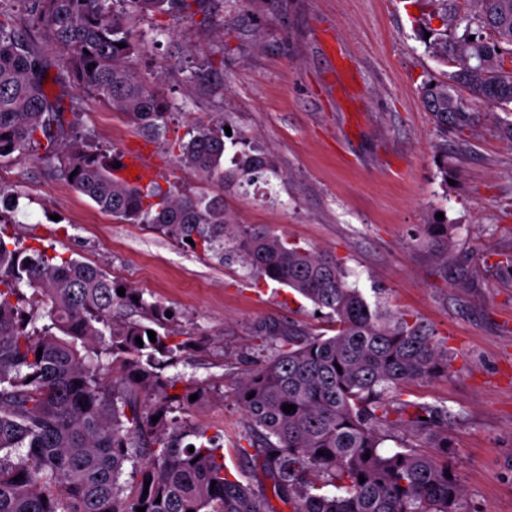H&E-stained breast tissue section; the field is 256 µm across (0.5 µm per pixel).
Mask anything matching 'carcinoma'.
<instances>
[{
  "label": "carcinoma",
  "instance_id": "cac0c4a2",
  "mask_svg": "<svg viewBox=\"0 0 512 512\" xmlns=\"http://www.w3.org/2000/svg\"><path fill=\"white\" fill-rule=\"evenodd\" d=\"M117 2L24 0L25 21L0 18V160L40 148L113 218L146 224L198 256L233 253L259 278L326 310L334 335L281 331L265 364L231 393L250 429L249 445L263 449L266 474L291 512H469L448 465V410L402 398L406 384L448 374V347L432 328L371 306L336 256L261 224L236 223L224 194L194 197L157 182H120L117 158L82 139L64 143L71 123L46 90L48 66L33 46L34 30L57 49L77 87L155 137L166 135L170 104L129 67L145 43L134 38ZM134 2L146 13L190 14L200 0ZM441 2L442 20L454 24L430 31L425 44L450 71L444 81H424L419 95L437 126L461 130L474 123L478 105H512V0H470L461 16L455 0ZM462 25L475 39L458 34ZM220 75L209 63L190 78L210 84ZM178 150L180 165L221 188L272 169L257 147L224 169L222 127L198 132ZM17 207L0 188V512H272L267 499L227 471L223 435L168 417L189 396L171 393L180 377L163 375L184 349L166 308L136 289L118 295L120 284L96 266L4 234L2 225L19 223ZM452 230L430 225L445 265ZM123 306L141 320L114 319ZM286 404L296 410L284 412ZM383 426L425 439L431 451H380ZM147 450L151 462L144 464ZM127 466L136 479L121 480ZM328 486L334 492L324 491Z\"/></svg>",
  "mask_w": 512,
  "mask_h": 512
}]
</instances>
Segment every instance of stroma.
<instances>
[{
    "mask_svg": "<svg viewBox=\"0 0 512 512\" xmlns=\"http://www.w3.org/2000/svg\"><path fill=\"white\" fill-rule=\"evenodd\" d=\"M147 50L130 67L173 105L156 138L98 95L75 86L55 51L40 43L55 77L51 92L77 113L78 131L101 152L145 155L153 181L194 195L213 185L179 166L172 146L203 127H230L228 154L256 146L274 172L224 191L240 224H263L280 237L341 259L348 281L370 300L432 327L454 354L448 375L405 387L407 400L448 410L452 464L469 512H512V121L499 108L476 113L463 131L438 127L418 89L443 78L421 30L435 27L434 0H203L192 15L138 16ZM211 61L220 86L191 82ZM0 186L19 198V232L96 265L110 278L160 301L179 339L205 337L168 375L182 392L187 424L225 437L247 434L231 398L234 386L271 354L274 329L308 334L331 327L291 289L255 280L238 260L197 257L143 224L103 213L43 151L0 160ZM454 225L447 265L428 244L436 221ZM256 448H224V463L273 495Z\"/></svg>",
    "mask_w": 512,
    "mask_h": 512,
    "instance_id": "1",
    "label": "stroma"
}]
</instances>
